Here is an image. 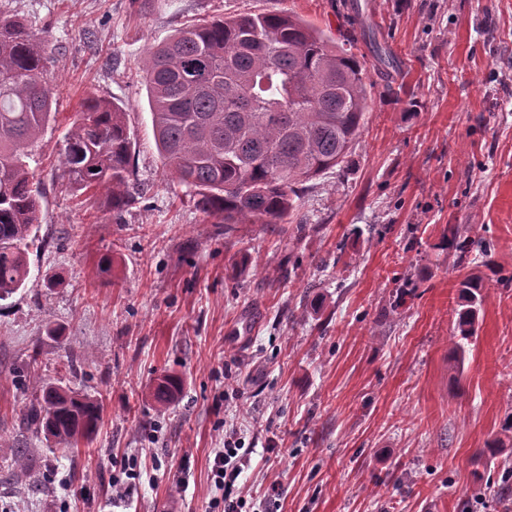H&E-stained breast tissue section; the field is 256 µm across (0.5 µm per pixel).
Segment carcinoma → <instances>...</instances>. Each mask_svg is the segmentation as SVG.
<instances>
[{
    "label": "carcinoma",
    "mask_w": 512,
    "mask_h": 512,
    "mask_svg": "<svg viewBox=\"0 0 512 512\" xmlns=\"http://www.w3.org/2000/svg\"><path fill=\"white\" fill-rule=\"evenodd\" d=\"M371 54L385 56L358 17ZM289 13L211 17L151 47L143 70L156 145L164 163L190 191L193 206L224 224H276L297 208L299 186L344 169L367 111V73L352 52ZM45 40L0 3V301L24 286L27 239L40 223V183L30 160L57 113L46 75ZM126 109L86 97L64 136L63 177L76 191H108L116 217L137 201L131 183L132 140ZM458 262L476 250L497 271L494 247L454 232L447 240ZM484 285L460 282L457 353L476 335ZM180 380L167 376L155 398L167 402ZM98 401L46 384L26 418L48 442L72 449L94 434Z\"/></svg>",
    "instance_id": "carcinoma-1"
}]
</instances>
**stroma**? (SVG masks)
<instances>
[{"mask_svg":"<svg viewBox=\"0 0 512 512\" xmlns=\"http://www.w3.org/2000/svg\"><path fill=\"white\" fill-rule=\"evenodd\" d=\"M349 4L364 42L366 120L344 172L302 185L286 224L196 210L154 141L148 47L212 16L288 12L331 36ZM51 58L57 120L30 167L43 189L29 276L0 303V512H205L224 426L250 464V512H505L512 447V0H10ZM127 111L142 193L60 185L81 101ZM493 239L498 271L457 262L449 228ZM111 255L102 272L99 261ZM482 278L477 336L452 338L458 283ZM411 278L407 295L398 280ZM181 381L158 403L159 378ZM101 401L92 443L61 455L22 415L42 385ZM149 466L121 504L112 464Z\"/></svg>","mask_w":512,"mask_h":512,"instance_id":"35a3bbf8","label":"stroma"}]
</instances>
